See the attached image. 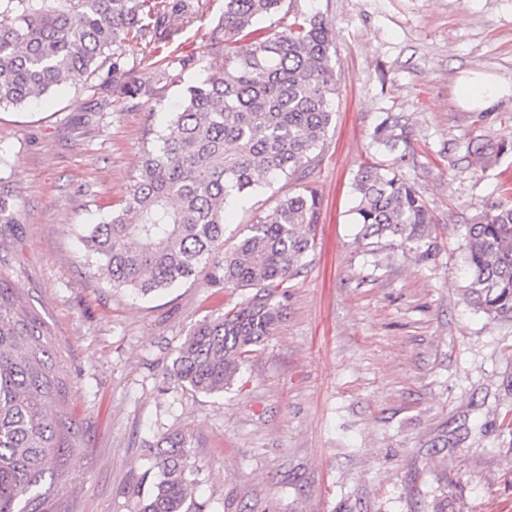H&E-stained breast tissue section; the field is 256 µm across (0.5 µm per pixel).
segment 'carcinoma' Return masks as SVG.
<instances>
[{
    "instance_id": "1",
    "label": "carcinoma",
    "mask_w": 512,
    "mask_h": 512,
    "mask_svg": "<svg viewBox=\"0 0 512 512\" xmlns=\"http://www.w3.org/2000/svg\"><path fill=\"white\" fill-rule=\"evenodd\" d=\"M291 4L224 0L216 26L224 56L186 88L169 133L144 151L125 204L81 229L88 261L114 288L148 296L208 268L211 287L248 291L196 323L176 352L173 380L206 395L224 394L272 335L281 316L277 289L315 247L321 198L306 186L278 200L224 251L230 204L292 178L333 121L338 78L330 24ZM191 13L192 0H0V106H21L100 73L113 95L142 96L120 45L133 35L153 48ZM279 13L291 17L285 30L260 26ZM240 38L252 46L245 57L232 49ZM397 126V117H386L375 141L394 149ZM354 191L361 239L385 237L405 248L431 236L430 210L398 174L367 164ZM502 195L466 225L464 297L492 318L512 320V187L502 186ZM18 214L17 199L1 192L0 224L18 223ZM57 364L46 323L22 289L0 276V512H49L74 452L76 423ZM192 441L175 430L149 445L156 479L136 512H191L199 473Z\"/></svg>"
}]
</instances>
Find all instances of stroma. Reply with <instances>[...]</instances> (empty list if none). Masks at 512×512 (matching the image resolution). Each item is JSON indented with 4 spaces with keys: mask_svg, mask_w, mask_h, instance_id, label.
I'll return each instance as SVG.
<instances>
[{
    "mask_svg": "<svg viewBox=\"0 0 512 512\" xmlns=\"http://www.w3.org/2000/svg\"><path fill=\"white\" fill-rule=\"evenodd\" d=\"M333 32L335 115L301 181H278L228 209L233 243L256 215L312 185L322 197L315 249L280 296L281 318L221 396L170 377L175 351L224 309L207 275L149 298L90 268L78 236L133 189L144 147L186 86L224 45V0H199L153 51L122 44L144 96L115 99L99 78L32 105L0 109V191L20 200L0 224V274L46 322L70 389L78 447L52 512H134L153 479L156 434L187 430L200 465L197 512H512V321L462 296L468 220L512 181V95L467 110L473 72L512 86V0H294ZM192 56L189 66L177 58ZM171 64L176 82L160 79ZM402 116L395 153L373 142ZM484 147V164L467 165ZM393 166L422 195L436 228L418 246L366 244L352 220L360 166Z\"/></svg>",
    "mask_w": 512,
    "mask_h": 512,
    "instance_id": "stroma-1",
    "label": "stroma"
}]
</instances>
